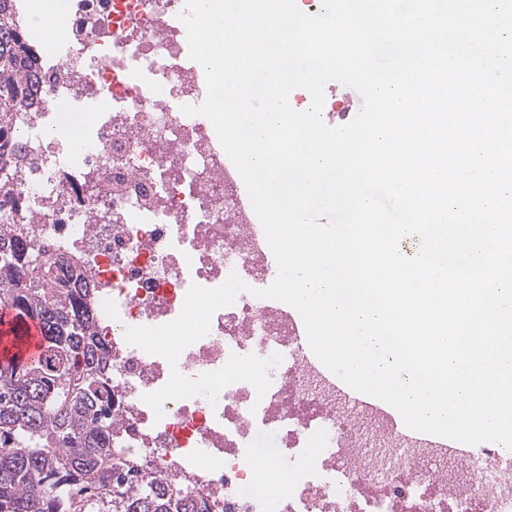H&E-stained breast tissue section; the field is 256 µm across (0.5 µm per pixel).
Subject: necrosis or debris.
Segmentation results:
<instances>
[{"label": "necrosis or debris", "mask_w": 512, "mask_h": 512, "mask_svg": "<svg viewBox=\"0 0 512 512\" xmlns=\"http://www.w3.org/2000/svg\"><path fill=\"white\" fill-rule=\"evenodd\" d=\"M185 0H72L67 36L40 61L38 111L13 119L28 163L17 187L26 233L77 261L94 290L95 332L112 357L115 456L138 482L155 477L207 512H512V449L483 448L452 466L336 398L303 356L287 311L255 297L272 275L269 245L242 202L243 180L210 121L183 113L206 85L188 65ZM92 117L51 138L59 106ZM248 286L176 364L130 345L125 330L175 320L191 285L230 274ZM280 355L264 397L245 381L217 403L143 396L172 371L194 378L231 355ZM278 431L284 488L258 483L243 455L261 427Z\"/></svg>", "instance_id": "4bbe7bcc"}]
</instances>
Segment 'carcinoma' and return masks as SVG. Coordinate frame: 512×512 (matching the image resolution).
Listing matches in <instances>:
<instances>
[{"label": "carcinoma", "mask_w": 512, "mask_h": 512, "mask_svg": "<svg viewBox=\"0 0 512 512\" xmlns=\"http://www.w3.org/2000/svg\"><path fill=\"white\" fill-rule=\"evenodd\" d=\"M35 63L18 0H0V309L42 326L37 359L0 358V512H195L162 485H131L133 465L112 458V361L91 289L17 231L26 204L3 169L19 172L26 156L5 149L11 113L33 104Z\"/></svg>", "instance_id": "cac0c4a2"}]
</instances>
